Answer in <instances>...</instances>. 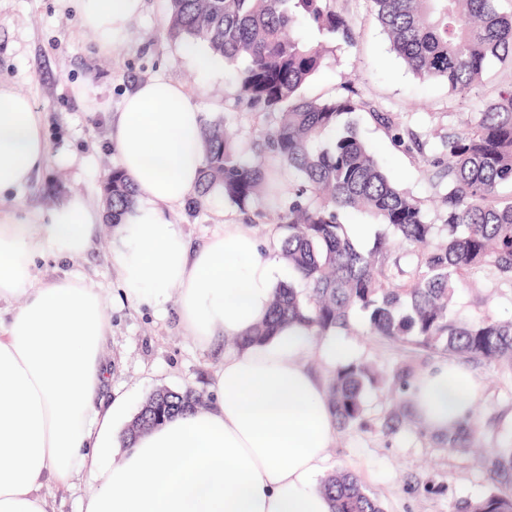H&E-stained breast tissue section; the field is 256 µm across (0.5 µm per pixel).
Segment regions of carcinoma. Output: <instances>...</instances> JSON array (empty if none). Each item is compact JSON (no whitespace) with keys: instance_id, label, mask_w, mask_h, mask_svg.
Returning <instances> with one entry per match:
<instances>
[{"instance_id":"carcinoma-1","label":"carcinoma","mask_w":512,"mask_h":512,"mask_svg":"<svg viewBox=\"0 0 512 512\" xmlns=\"http://www.w3.org/2000/svg\"><path fill=\"white\" fill-rule=\"evenodd\" d=\"M166 28L174 42L203 44L210 55L236 66L240 92L257 112L274 117L259 146V158L242 154L234 134L207 122L201 137L205 165L197 198L218 193L246 214L263 198L277 199L272 165L301 179L288 205L275 207L276 223L288 234L281 257L303 283H280L268 318L236 339L239 346L274 335L284 322L316 336L349 328L351 313L366 314L369 333L382 339L443 352L512 371V320L462 321L451 314L461 275L489 267L512 284V202L500 189L512 185V88L488 102L476 119L448 134V162L440 197L447 242L431 246L434 225L420 201L393 183L359 138L352 115L367 112L396 141L413 151V134L396 117L350 95L309 98L304 89L322 68L329 46L294 33L305 24L331 41L355 40L349 19L333 0H170ZM391 50L416 75L442 80L458 94L469 92L493 59L512 60V11L498 0H371ZM102 190L112 217L133 204V194L114 166ZM349 209L368 213L393 228L400 242L422 249V260L401 286L387 274L389 243L380 238L359 250L340 222ZM362 363L339 367L328 385L330 404L343 430L363 426L365 394L378 386ZM202 405L193 389L152 392L128 433L148 430L176 413ZM464 422L448 433V447H469ZM494 475L512 474V445L495 457ZM334 512H384L354 474L337 471L322 482ZM460 512H512V495L491 493L464 502Z\"/></svg>"}]
</instances>
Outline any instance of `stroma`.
<instances>
[{
  "mask_svg": "<svg viewBox=\"0 0 512 512\" xmlns=\"http://www.w3.org/2000/svg\"><path fill=\"white\" fill-rule=\"evenodd\" d=\"M334 5L352 18L356 41H337L305 93L326 98L351 87L359 99L396 113L402 125L419 136L422 153H410L367 113L354 116L360 138L372 147L384 172L423 201L436 240H443L447 232L439 197L445 183L430 179L423 161L445 158L442 141L456 129L461 114L477 115L500 90L511 86L512 68L490 62L469 93H452L444 82L416 76L391 51L370 0H335ZM169 9V0H144L142 14L121 42L107 50L81 28L68 0H0V83L27 96L41 112L49 144L45 166L19 198L5 199L0 207L17 209L34 224L72 195L83 197L92 208L105 207L102 182L117 163L107 146L111 126L125 96L157 75L182 83L200 100L209 120L231 126L245 154L256 152L273 125L272 117L239 100L232 67L220 63L205 74L197 70L184 44L165 34ZM170 217L194 247L226 224L250 225L256 238L271 246L286 234L275 224L273 212L261 218L246 215L218 194L203 200L198 209H174ZM112 233V224L97 225L89 248L76 261L48 256L37 262L40 278L70 274L103 294L112 331L102 352L105 377L99 402L106 406L123 398L134 415L161 387L209 392L214 370L231 349L227 338L201 347L181 323L177 288L168 289L160 311L127 301L111 263ZM454 313L466 320H512V288L500 284L487 268L470 269L457 290ZM350 322L344 339L357 349L361 362L386 379H394L403 366L422 372L443 359L439 353L403 348L369 335L362 313H352ZM467 368L479 384L471 426L486 448L484 455L449 447L447 437L427 434L414 422L386 433V417L396 405L406 404L407 396L374 388L365 396V426L337 431L328 450V472H353L384 512H457L461 502L493 491L512 494V482L491 479L492 454L503 434L512 435V373L475 362ZM95 484V472L85 469L69 486H45L49 512H82Z\"/></svg>",
  "mask_w": 512,
  "mask_h": 512,
  "instance_id": "obj_1",
  "label": "stroma"
}]
</instances>
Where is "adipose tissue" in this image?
Masks as SVG:
<instances>
[{
	"instance_id": "adipose-tissue-1",
	"label": "adipose tissue",
	"mask_w": 512,
	"mask_h": 512,
	"mask_svg": "<svg viewBox=\"0 0 512 512\" xmlns=\"http://www.w3.org/2000/svg\"><path fill=\"white\" fill-rule=\"evenodd\" d=\"M75 5L81 27L109 48L143 0ZM205 119L184 85L158 75L125 97L109 136L134 190L114 226L119 287L128 301L152 306L178 287L182 322L203 345L257 326L282 276L247 225H225L193 252L168 217L197 190ZM47 151L28 97L0 85V196L25 190ZM105 219L79 196L49 211L37 232L0 210V302L23 301L0 325V512H48L43 487L66 485L85 469L98 474L86 512H332L321 479L337 423L305 357L314 347L330 366L356 361L357 350L339 335L315 345L311 331L286 326L226 353L212 377L213 404L132 442L123 402L98 408L111 331L103 297L76 277L40 279L35 258L45 250L81 257ZM478 395L473 375L454 361L421 373L409 389L418 424L438 436L470 417ZM108 450L119 456L109 466Z\"/></svg>"
}]
</instances>
